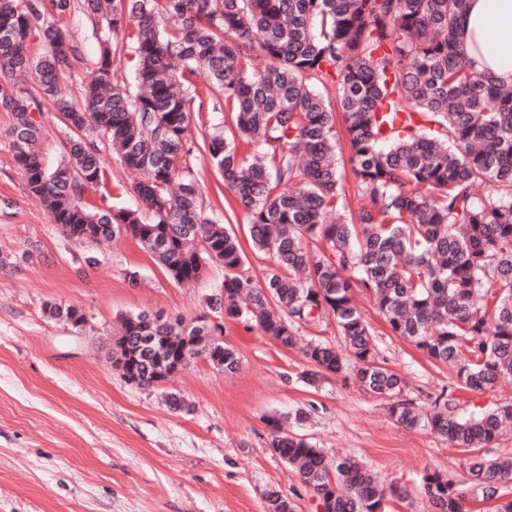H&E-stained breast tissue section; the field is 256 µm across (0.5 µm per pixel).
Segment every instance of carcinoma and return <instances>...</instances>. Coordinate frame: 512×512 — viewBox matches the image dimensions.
I'll use <instances>...</instances> for the list:
<instances>
[{
  "label": "carcinoma",
  "mask_w": 512,
  "mask_h": 512,
  "mask_svg": "<svg viewBox=\"0 0 512 512\" xmlns=\"http://www.w3.org/2000/svg\"><path fill=\"white\" fill-rule=\"evenodd\" d=\"M467 0H83L106 26L82 100L58 98L78 58L57 18L73 0H0V108L13 116L14 160L27 191L52 223L78 243L116 237L139 242L165 277L197 281L210 264L224 269V320L249 323L309 364L316 384L351 360L363 390L390 400V417L428 428L458 448H489L512 424V403L471 417L441 392L422 417L406 382L379 359L376 339L355 303L365 291L394 336L448 366L472 392L512 377V85L474 70L455 37ZM45 53L34 61L33 36ZM120 50L135 60L132 82L112 79ZM178 60L176 72L171 61ZM204 75L233 115V131L189 140L196 79ZM34 82L35 90L26 87ZM81 130L66 133L63 159L44 166L38 150L44 101ZM350 146L348 162L362 202L341 215L345 189L335 158L336 110ZM140 175L138 207L88 198L107 187L95 139ZM208 153L247 214L254 252L268 256L263 280L223 220L205 213L188 162ZM486 192L478 194V188ZM324 248L310 252L303 240ZM56 320L79 323L76 306L46 305ZM149 312L121 317L112 354L129 344V370L145 376L140 336L165 330ZM331 318L346 354L322 341L300 343L298 329ZM224 372L239 368L223 343L205 349ZM270 447L327 512H386L405 486L384 488L347 458L331 462L304 436L268 419ZM468 482L425 469L419 489L433 512H466L473 492L512 512V454L467 460ZM269 512H294L276 492Z\"/></svg>",
  "instance_id": "cac0c4a2"
}]
</instances>
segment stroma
<instances>
[{
  "mask_svg": "<svg viewBox=\"0 0 512 512\" xmlns=\"http://www.w3.org/2000/svg\"><path fill=\"white\" fill-rule=\"evenodd\" d=\"M58 23L83 57L60 87L61 96L76 98L99 44L80 10ZM12 122L0 110V512H266L268 490L288 496L295 512H319L296 473L271 451V417L328 458L351 457L381 485L412 488L409 499L389 503V512H431L416 491L424 469L465 480L469 449L396 424L384 400L343 376L307 384L300 354L255 327L224 326V343L240 359L235 373L197 361L154 389L127 384L110 359L120 316L195 317L221 288L224 271L207 266L193 287L183 288L133 240L102 248L68 240L25 189L9 145ZM100 150L109 204L135 206L133 174L109 145ZM189 162L208 212L233 213L232 229L244 235L247 216L220 174L200 155ZM89 256L96 265L86 264ZM356 300L381 359L407 381L408 398L424 407L452 388L447 366L391 335L365 292ZM49 303L79 307L91 330L79 336L49 318ZM169 392L183 397L190 412L172 411Z\"/></svg>",
  "mask_w": 512,
  "mask_h": 512,
  "instance_id": "1",
  "label": "stroma"
}]
</instances>
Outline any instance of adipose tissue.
Here are the masks:
<instances>
[{
	"label": "adipose tissue",
	"mask_w": 512,
	"mask_h": 512,
	"mask_svg": "<svg viewBox=\"0 0 512 512\" xmlns=\"http://www.w3.org/2000/svg\"><path fill=\"white\" fill-rule=\"evenodd\" d=\"M458 35L474 70L512 84V0H469Z\"/></svg>",
	"instance_id": "obj_1"
}]
</instances>
